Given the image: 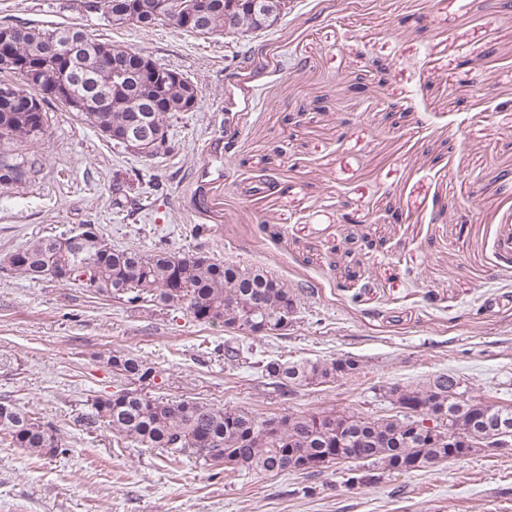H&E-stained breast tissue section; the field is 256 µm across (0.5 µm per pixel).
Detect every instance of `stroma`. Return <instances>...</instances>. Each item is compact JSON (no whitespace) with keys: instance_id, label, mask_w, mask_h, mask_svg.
<instances>
[{"instance_id":"1","label":"stroma","mask_w":512,"mask_h":512,"mask_svg":"<svg viewBox=\"0 0 512 512\" xmlns=\"http://www.w3.org/2000/svg\"><path fill=\"white\" fill-rule=\"evenodd\" d=\"M84 3L0 0V26L82 24L182 72L198 103L170 117L171 150L152 160L50 103L39 178L0 189V400L39 412L67 448L38 459L0 444V512H512V452L352 486L338 465L173 466L88 423L114 389L115 349L154 364L155 394L263 416L382 418L386 389L440 373L512 404V256L497 249L512 230V0H293L275 29L240 39L116 26ZM81 224L118 247L266 268L297 311L288 330L248 336L10 270L21 246ZM347 355L359 378L289 396L257 367Z\"/></svg>"}]
</instances>
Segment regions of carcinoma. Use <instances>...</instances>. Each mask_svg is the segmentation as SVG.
<instances>
[{"instance_id": "carcinoma-1", "label": "carcinoma", "mask_w": 512, "mask_h": 512, "mask_svg": "<svg viewBox=\"0 0 512 512\" xmlns=\"http://www.w3.org/2000/svg\"><path fill=\"white\" fill-rule=\"evenodd\" d=\"M152 8L156 21H171L174 0H128ZM211 17L207 28L197 25L179 29L199 35L224 30V0H210ZM13 34L0 41V55L9 54L19 66L9 70L15 80H0V87L11 89L12 98L0 97V187L10 188L35 180L41 171V156L33 146L44 140L48 126L46 105L57 101L80 114L98 131L119 126L129 113L130 98L119 91L107 110L81 106L89 85L112 91V70L94 71L74 85L71 97L57 94L63 62L48 63L41 47L56 40L65 52L78 49L87 66L100 50L114 44L102 42L77 24L36 30L26 25L12 26ZM152 81L140 85L139 94L155 100L156 124L169 128L174 112L191 111L180 105L182 88L194 89L183 73L157 65ZM38 71L43 81L32 87L26 75ZM82 229L49 234L26 244L10 257L11 269L31 282L80 284L79 276L69 273L84 263L93 264L97 281L94 292L117 298L136 307L153 302L164 309L180 305L201 324L222 323L224 327L266 335L288 329L297 310L296 294L283 282L260 267H241L220 261L195 249L173 251L159 246L150 251L112 246L104 232L82 249L76 240ZM117 390L97 397L91 423H100L122 440L145 448H155L171 461L192 459L206 467L265 473L292 472L307 466L321 468L342 464L346 474L370 484L384 471L425 468L437 460L474 452L470 443L486 435L489 424L500 415H512V405L500 406L467 398L462 405L451 389L457 378L442 373L421 388L393 387L387 397L396 407H407L423 417L446 420L450 429L467 440L454 448L448 442H431L406 429L405 417L370 419L353 411L324 410L311 413H285L273 416L275 425L265 427L267 417L236 408H221L193 399L170 400L150 395L143 385L153 382L157 370L143 357L130 351L114 350L109 356ZM363 372L360 361L342 356L330 361L282 363L269 360L261 365L262 375L282 388L318 385ZM0 443L25 450L35 457H52L66 452L60 435L51 424L11 401L0 402ZM354 448L355 460L339 452Z\"/></svg>"}]
</instances>
